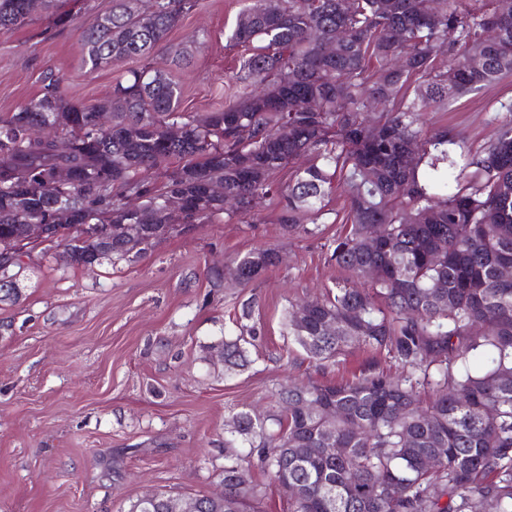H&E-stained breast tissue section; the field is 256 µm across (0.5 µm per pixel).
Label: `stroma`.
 Listing matches in <instances>:
<instances>
[{
  "mask_svg": "<svg viewBox=\"0 0 512 512\" xmlns=\"http://www.w3.org/2000/svg\"><path fill=\"white\" fill-rule=\"evenodd\" d=\"M250 2L203 0L170 36L190 48V61L157 54L184 90L182 111H213L237 92L240 51L227 36ZM129 67L89 71L78 31L40 16L0 32V114L40 94L46 69L63 77L71 98L94 102L109 97ZM501 100H512V75L452 111L427 113L425 126L484 143ZM345 210L344 195L333 192L312 232L288 234L275 204L261 199L247 221L220 218L170 234L132 262L68 265L56 242L34 255L15 280L19 300L0 302V512H127L156 491L211 493L236 412H280L286 381L349 379L369 361L401 373L395 358L358 347L317 365L283 324L290 304L333 287L330 255ZM267 246L281 260L247 287L211 281V268ZM249 301L260 337L247 367L228 375L210 348L239 335Z\"/></svg>",
  "mask_w": 512,
  "mask_h": 512,
  "instance_id": "35a3bbf8",
  "label": "stroma"
}]
</instances>
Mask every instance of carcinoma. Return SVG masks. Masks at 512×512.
<instances>
[{
	"label": "carcinoma",
	"instance_id": "cac0c4a2",
	"mask_svg": "<svg viewBox=\"0 0 512 512\" xmlns=\"http://www.w3.org/2000/svg\"><path fill=\"white\" fill-rule=\"evenodd\" d=\"M61 2L0 0V31L39 10L61 28L86 13L90 70L140 66L94 103L70 100L48 69L40 96L0 116V238L21 242L25 225L50 224L84 254L103 244L107 259L131 261L170 224L246 216L262 198L297 231L319 223L339 189L349 228L331 254L336 289L291 305L288 334L320 364L359 346L406 369L394 379L369 363L351 379L286 384L279 414L237 412L224 495L195 497V512H262L238 452L246 445L259 448L288 512H512V280L502 279L512 269V100L476 150L423 122L512 74V0H254L227 36L244 49L243 91L193 115L179 111L181 89L153 55L201 0H112L105 13ZM49 123L51 139L35 135ZM456 145L463 176L450 181ZM153 169L166 170L159 187L141 177ZM128 224L144 228L132 235ZM278 263L262 248L211 277L245 286ZM25 268L4 258L0 277ZM249 336L216 345L225 371L248 365ZM173 500L148 494L128 512H167Z\"/></svg>",
	"mask_w": 512,
	"mask_h": 512
}]
</instances>
